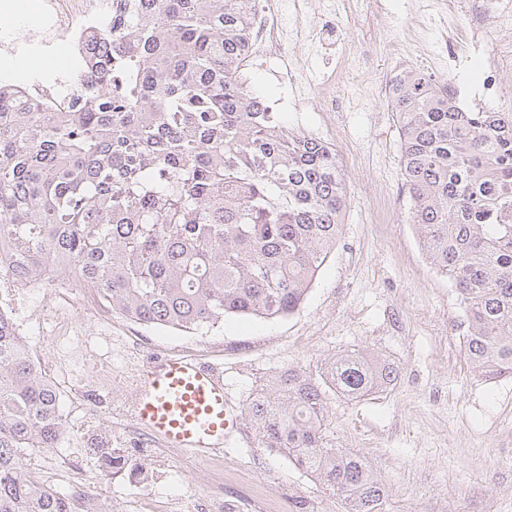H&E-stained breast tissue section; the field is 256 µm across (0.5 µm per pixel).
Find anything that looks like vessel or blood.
<instances>
[{"label":"vessel or blood","instance_id":"vessel-or-blood-1","mask_svg":"<svg viewBox=\"0 0 512 512\" xmlns=\"http://www.w3.org/2000/svg\"><path fill=\"white\" fill-rule=\"evenodd\" d=\"M138 376L134 421L164 447L204 457L235 440L239 416L218 369L168 354L150 360Z\"/></svg>","mask_w":512,"mask_h":512}]
</instances>
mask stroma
Masks as SVG:
<instances>
[{"instance_id":"obj_1","label":"stroma","mask_w":512,"mask_h":512,"mask_svg":"<svg viewBox=\"0 0 512 512\" xmlns=\"http://www.w3.org/2000/svg\"><path fill=\"white\" fill-rule=\"evenodd\" d=\"M419 2L377 0L359 15L349 0H337V36L298 48L305 91L327 84L340 62L371 59L364 77L349 74L338 88L342 111L283 115L289 130H319L334 146L347 198L340 239L299 311L275 321L229 318L200 335L101 309L87 288L63 298L46 281L30 295L28 316L16 328L59 384L66 432L53 453L80 463L83 494L107 512L133 491L99 470L89 444L132 429L136 375L150 358L171 353L223 370L241 412L275 371L294 365L315 372L328 353L358 346L394 362L399 377L367 399H333L327 436L363 453L380 472L389 488L383 512H512V470L498 467L499 449L512 446V377L485 381L467 361L457 293L429 264L407 220L397 117L369 96L391 66L374 38L379 31L409 57L431 60L435 79L477 82L476 62L437 57L440 31L460 42L469 35L465 7L443 4L430 15ZM141 457L156 473L155 499L177 502L179 512H195V502L221 494L237 498L238 512H259L254 486L304 512H346L341 498L261 448L245 420L231 447L206 459L154 441Z\"/></svg>"}]
</instances>
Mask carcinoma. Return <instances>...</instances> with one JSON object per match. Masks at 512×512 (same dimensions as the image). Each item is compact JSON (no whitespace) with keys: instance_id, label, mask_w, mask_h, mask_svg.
I'll use <instances>...</instances> for the list:
<instances>
[{"instance_id":"obj_1","label":"carcinoma","mask_w":512,"mask_h":512,"mask_svg":"<svg viewBox=\"0 0 512 512\" xmlns=\"http://www.w3.org/2000/svg\"><path fill=\"white\" fill-rule=\"evenodd\" d=\"M248 0H127L96 28L72 110L50 119L0 82V275L20 288L67 269L144 325L200 331L226 317L298 311L336 248L346 207L336 152L291 133L236 79ZM410 221L463 307L465 354L512 375V112H462L420 69L393 91ZM357 348L317 375L274 373L245 407L259 445L345 501L382 512L380 476L326 435L328 401L393 385ZM63 434L59 398L0 313V512H107L25 483L28 451Z\"/></svg>"}]
</instances>
